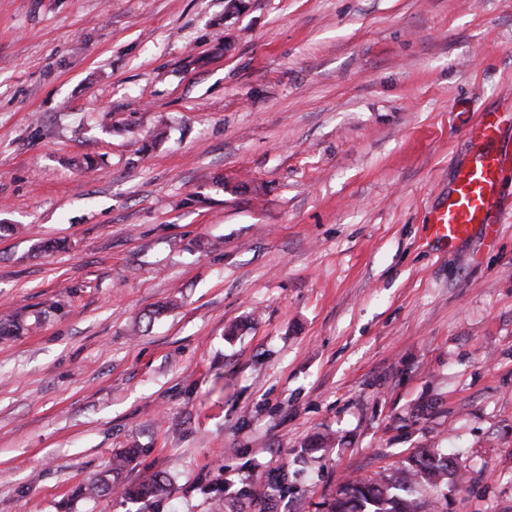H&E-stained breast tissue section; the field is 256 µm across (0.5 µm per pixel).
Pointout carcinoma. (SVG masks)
Masks as SVG:
<instances>
[{
	"mask_svg": "<svg viewBox=\"0 0 512 512\" xmlns=\"http://www.w3.org/2000/svg\"><path fill=\"white\" fill-rule=\"evenodd\" d=\"M137 449L130 448L112 460L110 468L89 487L88 493H110L120 489V497L150 500L168 492L164 473L145 474L137 482L120 483L122 472L136 463ZM456 468H448V458L437 448H420L396 474L380 473L357 479L339 489L328 505V512H448L444 490L456 486Z\"/></svg>",
	"mask_w": 512,
	"mask_h": 512,
	"instance_id": "carcinoma-1",
	"label": "carcinoma"
}]
</instances>
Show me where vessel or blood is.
Wrapping results in <instances>:
<instances>
[{
	"mask_svg": "<svg viewBox=\"0 0 512 512\" xmlns=\"http://www.w3.org/2000/svg\"><path fill=\"white\" fill-rule=\"evenodd\" d=\"M501 117L482 115L469 128L477 148L469 163L460 169L445 203L434 214L430 230L444 249H454L474 227L496 231L503 222L497 187L503 161L512 145L500 142Z\"/></svg>",
	"mask_w": 512,
	"mask_h": 512,
	"instance_id": "1",
	"label": "vessel or blood"
}]
</instances>
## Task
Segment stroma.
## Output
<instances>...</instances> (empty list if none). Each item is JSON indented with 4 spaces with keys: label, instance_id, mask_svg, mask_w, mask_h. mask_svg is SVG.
<instances>
[{
    "label": "stroma",
    "instance_id": "1",
    "mask_svg": "<svg viewBox=\"0 0 512 512\" xmlns=\"http://www.w3.org/2000/svg\"><path fill=\"white\" fill-rule=\"evenodd\" d=\"M510 109L512 0H0V512H326L429 445L512 512V160L495 244L427 231ZM133 446L167 498L81 496Z\"/></svg>",
    "mask_w": 512,
    "mask_h": 512
}]
</instances>
